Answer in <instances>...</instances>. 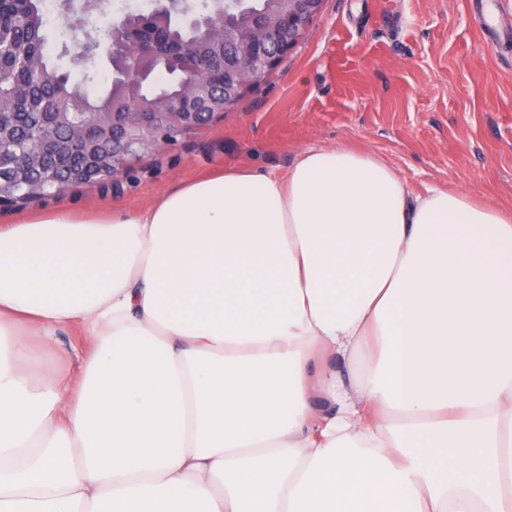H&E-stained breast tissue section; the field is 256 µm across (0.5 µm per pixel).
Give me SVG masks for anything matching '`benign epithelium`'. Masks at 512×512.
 I'll list each match as a JSON object with an SVG mask.
<instances>
[{
  "label": "benign epithelium",
  "instance_id": "benign-epithelium-1",
  "mask_svg": "<svg viewBox=\"0 0 512 512\" xmlns=\"http://www.w3.org/2000/svg\"><path fill=\"white\" fill-rule=\"evenodd\" d=\"M279 10L273 14L254 16L247 30L227 26L213 33V40L223 47L224 81L216 82L209 73L210 64L203 63L192 76L183 93L167 102L163 112H88V121L98 128L96 141L87 147L89 164L66 183L54 185L62 194L78 185L116 181L130 160L156 149L173 137L194 132L229 111L244 95L263 84L306 34L308 27L323 9L326 0H274ZM156 9L168 14L179 26L196 22L202 14H194L183 0H156ZM112 28L98 30L91 41L72 45L75 61L93 65L99 58L112 55ZM127 61L122 76L130 85L139 84L146 75L143 63L154 65V73L162 70L168 58L167 49L147 38L131 37L121 44ZM46 139L33 140L24 150V161L13 168L9 182H0V209L24 203L19 186L28 184V167L39 163Z\"/></svg>",
  "mask_w": 512,
  "mask_h": 512
}]
</instances>
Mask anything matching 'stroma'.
Masks as SVG:
<instances>
[{
	"mask_svg": "<svg viewBox=\"0 0 512 512\" xmlns=\"http://www.w3.org/2000/svg\"><path fill=\"white\" fill-rule=\"evenodd\" d=\"M343 146L417 189H463L512 208V41L489 42L470 0H326L308 34L224 117L137 157L108 184L0 210V225L60 205L144 209L177 183Z\"/></svg>",
	"mask_w": 512,
	"mask_h": 512,
	"instance_id": "obj_1",
	"label": "stroma"
}]
</instances>
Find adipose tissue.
<instances>
[{"label":"adipose tissue","instance_id":"1","mask_svg":"<svg viewBox=\"0 0 512 512\" xmlns=\"http://www.w3.org/2000/svg\"><path fill=\"white\" fill-rule=\"evenodd\" d=\"M0 512H512V209L321 147L0 225Z\"/></svg>","mask_w":512,"mask_h":512}]
</instances>
